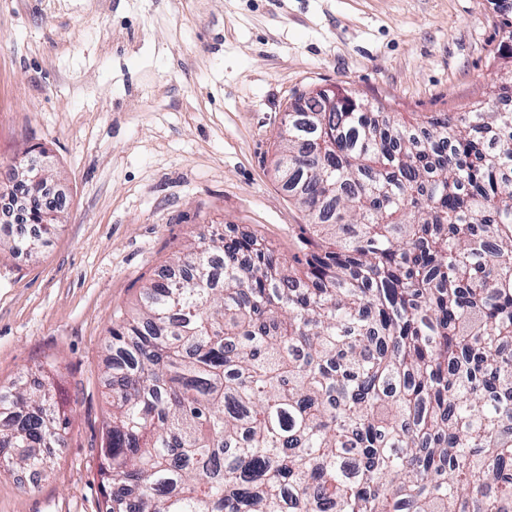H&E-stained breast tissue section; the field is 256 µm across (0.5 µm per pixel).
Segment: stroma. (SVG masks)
Wrapping results in <instances>:
<instances>
[{"instance_id":"stroma-1","label":"stroma","mask_w":512,"mask_h":512,"mask_svg":"<svg viewBox=\"0 0 512 512\" xmlns=\"http://www.w3.org/2000/svg\"><path fill=\"white\" fill-rule=\"evenodd\" d=\"M503 0H0V165L47 149L60 222L0 251V389L56 362L70 424L0 512H99L114 314L188 241L248 232L300 255L309 221L275 171L285 109L351 89L406 122L467 112ZM7 238H2L0 236V249L3 246H7L8 249L12 253H25V254H33L37 252L40 244L41 238L40 235L34 233L30 236H10V234H5Z\"/></svg>"}]
</instances>
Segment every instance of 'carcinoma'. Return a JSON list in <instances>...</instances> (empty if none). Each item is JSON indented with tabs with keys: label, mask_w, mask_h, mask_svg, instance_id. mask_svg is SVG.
Returning a JSON list of instances; mask_svg holds the SVG:
<instances>
[{
	"label": "carcinoma",
	"mask_w": 512,
	"mask_h": 512,
	"mask_svg": "<svg viewBox=\"0 0 512 512\" xmlns=\"http://www.w3.org/2000/svg\"><path fill=\"white\" fill-rule=\"evenodd\" d=\"M279 138L314 237L291 261L248 234L191 243L112 323L99 512H508L512 112L408 126L320 88ZM57 371L0 396V474L64 441Z\"/></svg>",
	"instance_id": "obj_1"
}]
</instances>
